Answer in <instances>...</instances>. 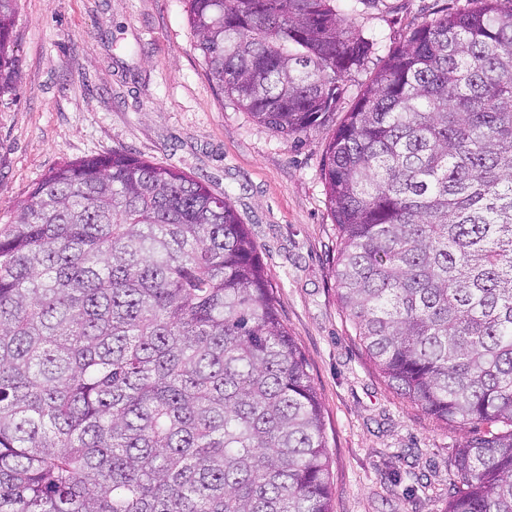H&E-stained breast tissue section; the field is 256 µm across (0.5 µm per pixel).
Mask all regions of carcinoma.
<instances>
[{"label":"carcinoma","mask_w":512,"mask_h":512,"mask_svg":"<svg viewBox=\"0 0 512 512\" xmlns=\"http://www.w3.org/2000/svg\"><path fill=\"white\" fill-rule=\"evenodd\" d=\"M393 47L329 141L337 298L387 385L464 438L446 512H512V0ZM0 0V95L18 77ZM209 80L298 139L374 39L336 0H187ZM322 405L227 192L114 151L0 227V512H331Z\"/></svg>","instance_id":"1"}]
</instances>
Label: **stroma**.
<instances>
[{
    "instance_id": "obj_1",
    "label": "stroma",
    "mask_w": 512,
    "mask_h": 512,
    "mask_svg": "<svg viewBox=\"0 0 512 512\" xmlns=\"http://www.w3.org/2000/svg\"><path fill=\"white\" fill-rule=\"evenodd\" d=\"M467 0H337L377 42L346 81L345 114L390 49ZM18 82L0 97V225L52 168L112 151L230 192L324 411L331 512H445L454 454L487 425H443L397 395L362 353L336 294L337 227L322 169L334 128L300 141L259 125L209 80L185 0H19Z\"/></svg>"
}]
</instances>
